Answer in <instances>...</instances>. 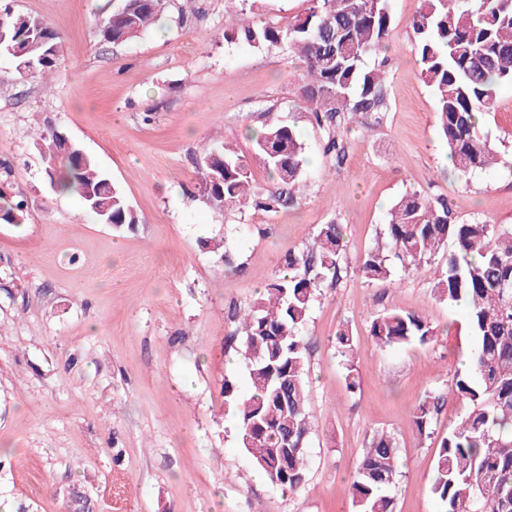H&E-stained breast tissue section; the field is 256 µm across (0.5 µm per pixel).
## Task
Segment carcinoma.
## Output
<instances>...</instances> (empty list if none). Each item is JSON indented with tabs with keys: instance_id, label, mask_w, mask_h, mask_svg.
Instances as JSON below:
<instances>
[{
	"instance_id": "cac0c4a2",
	"label": "carcinoma",
	"mask_w": 512,
	"mask_h": 512,
	"mask_svg": "<svg viewBox=\"0 0 512 512\" xmlns=\"http://www.w3.org/2000/svg\"><path fill=\"white\" fill-rule=\"evenodd\" d=\"M172 0H121L97 25L101 40L119 44L148 29ZM5 41L0 52L16 63L30 62L23 79L50 82L62 56V38L38 16L4 9ZM392 16L389 0H312L287 27L246 24L224 28V39L251 47L285 45L306 68L299 86L310 120L323 133L329 167L343 165L349 136L363 120L387 112L384 71L365 67V58L387 52ZM418 76L435 99L436 126L448 146L451 172L463 179L499 164L498 151L479 123L495 109L497 92L512 86V0H421L412 22ZM45 175L56 190L72 189L91 217L116 231H135L139 215L96 161L53 130L42 138ZM266 174L260 186L252 162ZM205 195L222 206L241 205L274 213L296 202L306 181V144L292 126L268 125L253 138L252 157L229 144L203 149ZM27 204L0 192V224H23ZM433 291L441 301L464 303L472 345L450 391L431 392L410 414L411 429L434 436L438 417L453 394L463 413L442 437L430 492L439 512H512V226L475 218L458 220L453 204L418 190L397 198L387 224L365 255L360 271L368 283L392 281L394 267L422 270L448 243ZM344 227L322 224L310 247L290 252L282 273L243 311L230 340L247 370V387L224 380V401L237 415L238 444L267 482L295 492L306 482L307 448L313 431L307 384L306 326L327 280L341 278ZM369 336L381 349L425 345L434 328L417 312L389 310L374 316ZM345 362L347 387L355 389L354 338L336 334ZM398 443L378 432L355 468L353 512H396Z\"/></svg>"
}]
</instances>
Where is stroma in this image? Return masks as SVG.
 <instances>
[{
	"mask_svg": "<svg viewBox=\"0 0 512 512\" xmlns=\"http://www.w3.org/2000/svg\"><path fill=\"white\" fill-rule=\"evenodd\" d=\"M118 3L0 0L43 18L64 44L48 91L0 55V164L11 169L0 187L28 204L26 224H0V512H69L76 490L91 512H351L355 465L381 431L399 442L396 512H438L437 439L461 408L447 400L432 440L408 420L460 369L466 312L435 297L428 273L370 284L359 268L390 203L411 189L448 197L459 220L512 225V87L482 124L504 147L502 164L451 176L433 95L417 76L420 0H389L388 110L357 128L333 170L302 110L305 67L294 53L225 41L224 0H198L182 22L169 10L126 43L100 41L96 19ZM268 124L296 126L308 144L303 195L273 214L207 198L202 144L228 140L248 156ZM52 130L121 189L140 217L136 232L97 223L79 197L54 200L36 148ZM332 221L345 227L342 278L324 284L306 327L312 464L302 488L285 492L255 481L224 403L225 379L246 375L229 310L247 307L285 255ZM210 238L240 268H226ZM392 309L425 313L433 340L376 346L370 318ZM343 327L356 345L349 370L335 349Z\"/></svg>",
	"mask_w": 512,
	"mask_h": 512,
	"instance_id": "obj_1",
	"label": "stroma"
}]
</instances>
